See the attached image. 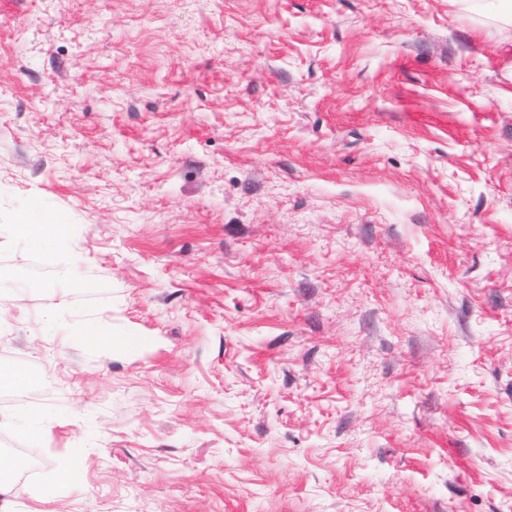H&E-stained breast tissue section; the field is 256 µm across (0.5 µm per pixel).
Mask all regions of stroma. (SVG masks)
I'll use <instances>...</instances> for the list:
<instances>
[{"mask_svg": "<svg viewBox=\"0 0 512 512\" xmlns=\"http://www.w3.org/2000/svg\"><path fill=\"white\" fill-rule=\"evenodd\" d=\"M475 2L0 0V414L38 421L0 449L42 459L0 512H512V26ZM69 224L33 208L23 209L17 215L12 232L24 239L33 250L61 252L69 246Z\"/></svg>", "mask_w": 512, "mask_h": 512, "instance_id": "1", "label": "stroma"}]
</instances>
